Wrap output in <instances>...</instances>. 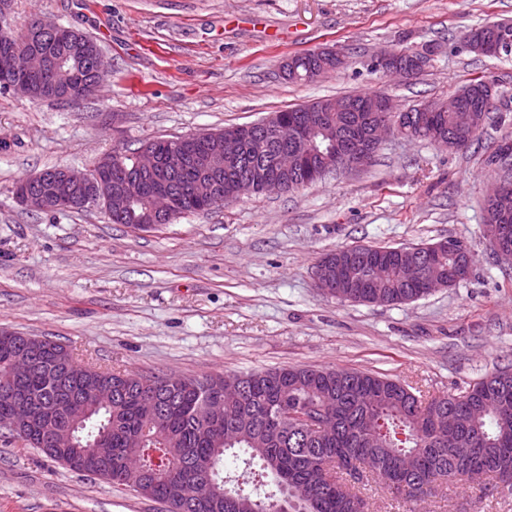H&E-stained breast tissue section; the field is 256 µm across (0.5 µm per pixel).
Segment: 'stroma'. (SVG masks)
I'll list each match as a JSON object with an SVG mask.
<instances>
[{"label": "stroma", "mask_w": 512, "mask_h": 512, "mask_svg": "<svg viewBox=\"0 0 512 512\" xmlns=\"http://www.w3.org/2000/svg\"><path fill=\"white\" fill-rule=\"evenodd\" d=\"M96 40L108 73L79 106L0 92V328L61 343L112 371L202 378L285 366L384 374L424 399L512 369V261L484 234L483 200L512 135V55L479 57L462 34L511 20L512 0H14ZM431 44L410 79L375 72L384 48ZM323 46L346 69L283 79L281 62ZM494 80V120L464 151L388 139L360 170L283 194L246 196L155 230L97 207L31 211L20 180L91 168L106 154L344 94L382 90L401 108ZM464 241L470 277L397 305L340 302L316 288L330 251ZM126 487L73 472L0 434V512H162ZM418 512H512L506 488L441 485Z\"/></svg>", "instance_id": "35a3bbf8"}]
</instances>
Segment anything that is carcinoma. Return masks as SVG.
Wrapping results in <instances>:
<instances>
[{"label":"carcinoma","mask_w":512,"mask_h":512,"mask_svg":"<svg viewBox=\"0 0 512 512\" xmlns=\"http://www.w3.org/2000/svg\"><path fill=\"white\" fill-rule=\"evenodd\" d=\"M336 72L329 58L315 52L288 57L284 78L312 81ZM487 95L484 81L474 79L456 93L463 106ZM319 103L290 108L283 114L292 126L311 116ZM339 131L352 133L358 122L351 112H325ZM490 120L476 116L475 126L455 132V149L468 147ZM454 128V113L435 112L428 137ZM278 146L258 131L236 164L222 169L220 203L230 196V178L254 169H274ZM144 199L112 212L113 224H143ZM463 241L433 254L448 275L457 268L456 252ZM407 258L375 251L351 268V276L366 284L355 303H372L379 294L386 304H401L427 295L419 281L405 275ZM112 380L118 397L107 407L74 398L71 422L79 453L99 438L108 442L110 470L97 477L132 488L139 496L162 504L166 512H187L178 492L188 487L200 495L193 512H357L363 498L350 478L361 472L380 481L404 504L423 501L446 482H464L473 468L484 470L498 484L512 487V372L498 371L468 389L428 402L409 386L387 376L333 368L282 367L244 375L245 388L235 399L215 398L214 378L168 380L165 375L114 374L91 369ZM37 409L50 406L61 395L51 364L25 384ZM153 399L159 417L144 418L141 400ZM224 401V421L208 424L209 401ZM455 419L453 440H480L474 457L456 454L448 431L436 425L440 414ZM231 454L233 470L224 468ZM270 490L254 494L242 487Z\"/></svg>","instance_id":"1"}]
</instances>
